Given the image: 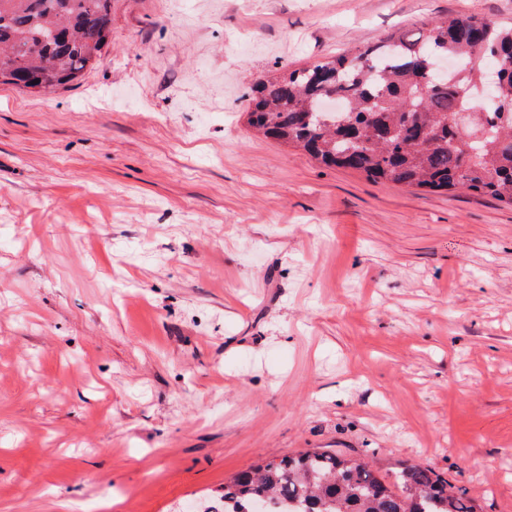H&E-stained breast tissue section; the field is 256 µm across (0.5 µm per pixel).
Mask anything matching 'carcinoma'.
I'll return each mask as SVG.
<instances>
[{"instance_id":"carcinoma-1","label":"carcinoma","mask_w":512,"mask_h":512,"mask_svg":"<svg viewBox=\"0 0 512 512\" xmlns=\"http://www.w3.org/2000/svg\"><path fill=\"white\" fill-rule=\"evenodd\" d=\"M112 0H0V85L49 91L101 55ZM248 124L372 182L465 190L512 203V24L458 15L428 32L260 80ZM479 512L423 463L394 481L329 451L272 460L224 483L223 512Z\"/></svg>"}]
</instances>
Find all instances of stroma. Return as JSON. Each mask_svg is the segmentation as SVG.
<instances>
[{
	"mask_svg": "<svg viewBox=\"0 0 512 512\" xmlns=\"http://www.w3.org/2000/svg\"><path fill=\"white\" fill-rule=\"evenodd\" d=\"M512 0H112L96 64L0 87V512H216L305 451L512 512V206L247 123L281 66Z\"/></svg>",
	"mask_w": 512,
	"mask_h": 512,
	"instance_id": "35a3bbf8",
	"label": "stroma"
}]
</instances>
